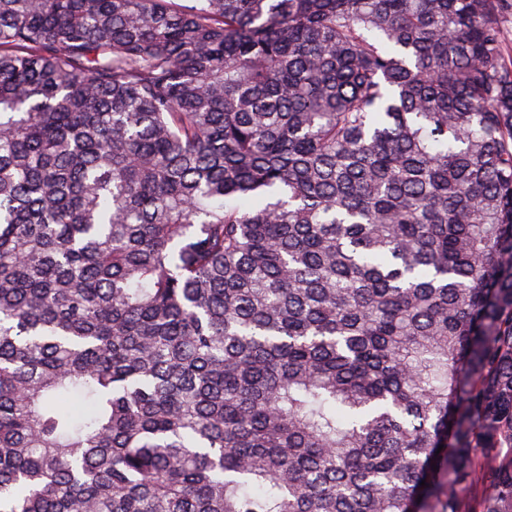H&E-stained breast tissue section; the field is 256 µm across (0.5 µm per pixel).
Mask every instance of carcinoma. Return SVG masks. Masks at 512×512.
<instances>
[{"label": "carcinoma", "mask_w": 512, "mask_h": 512, "mask_svg": "<svg viewBox=\"0 0 512 512\" xmlns=\"http://www.w3.org/2000/svg\"><path fill=\"white\" fill-rule=\"evenodd\" d=\"M512 0H0V512H512Z\"/></svg>", "instance_id": "cac0c4a2"}]
</instances>
